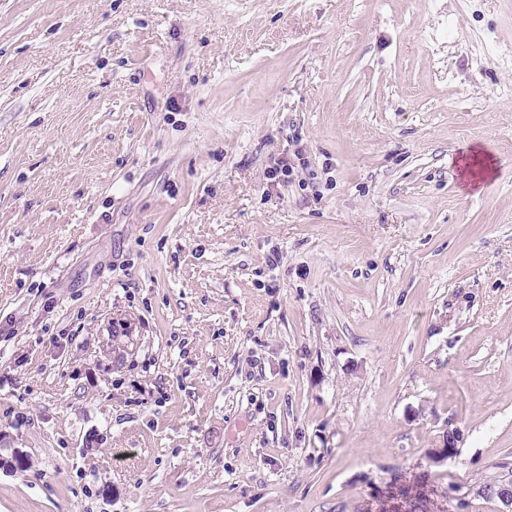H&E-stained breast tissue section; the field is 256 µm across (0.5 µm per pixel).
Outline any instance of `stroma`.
Here are the masks:
<instances>
[{"mask_svg": "<svg viewBox=\"0 0 512 512\" xmlns=\"http://www.w3.org/2000/svg\"><path fill=\"white\" fill-rule=\"evenodd\" d=\"M1 319L0 512H511L512 0H0ZM426 489L422 484L413 482L412 484H401L391 491V500H400L403 505L409 510L408 512H415V507L420 504L423 496L426 495Z\"/></svg>", "mask_w": 512, "mask_h": 512, "instance_id": "35a3bbf8", "label": "stroma"}]
</instances>
